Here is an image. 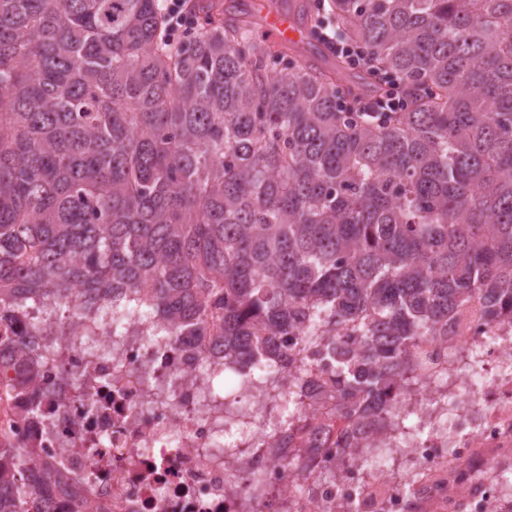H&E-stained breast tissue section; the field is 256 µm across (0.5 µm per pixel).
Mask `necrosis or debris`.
Instances as JSON below:
<instances>
[{
	"label": "necrosis or debris",
	"instance_id": "obj_1",
	"mask_svg": "<svg viewBox=\"0 0 512 512\" xmlns=\"http://www.w3.org/2000/svg\"><path fill=\"white\" fill-rule=\"evenodd\" d=\"M46 311L41 358L0 347V441L34 458L42 512H499L483 471L486 451L512 449V317L462 311L428 342L424 383L393 394L374 445L415 460L422 479L409 494L337 456L326 433L334 396L303 392L309 429L297 448L308 471L292 474L287 449L273 445V392L256 381L215 395L224 356L200 368L191 332L152 338L135 319L116 336ZM410 416L425 436L404 438Z\"/></svg>",
	"mask_w": 512,
	"mask_h": 512
}]
</instances>
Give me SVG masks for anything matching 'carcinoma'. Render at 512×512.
Segmentation results:
<instances>
[{"mask_svg": "<svg viewBox=\"0 0 512 512\" xmlns=\"http://www.w3.org/2000/svg\"><path fill=\"white\" fill-rule=\"evenodd\" d=\"M328 11L406 107L338 111L318 53L266 45L232 4L195 0L200 29L172 40L164 0H0V313L191 327L264 377L303 353L352 428L381 426L459 308L512 316V0ZM40 330L3 344L35 354ZM27 463L0 446V512H39Z\"/></svg>", "mask_w": 512, "mask_h": 512, "instance_id": "cac0c4a2", "label": "carcinoma"}]
</instances>
